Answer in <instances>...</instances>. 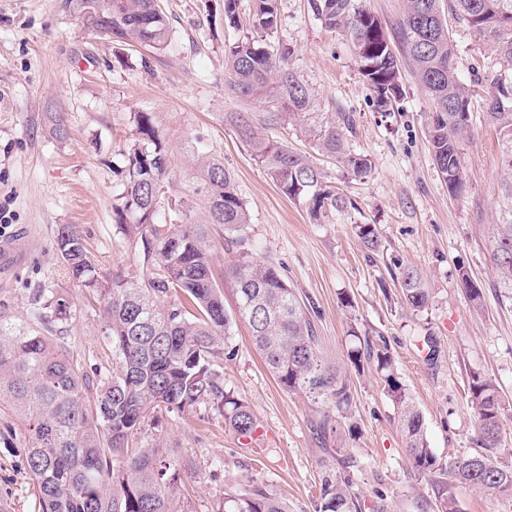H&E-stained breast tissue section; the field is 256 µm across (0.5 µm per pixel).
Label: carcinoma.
Here are the masks:
<instances>
[{
    "instance_id": "obj_1",
    "label": "carcinoma",
    "mask_w": 512,
    "mask_h": 512,
    "mask_svg": "<svg viewBox=\"0 0 512 512\" xmlns=\"http://www.w3.org/2000/svg\"><path fill=\"white\" fill-rule=\"evenodd\" d=\"M326 27L342 32L358 50L362 76L375 93L379 112L402 95L401 64L416 74L432 101L427 136L433 160L454 197L466 190L461 145L469 139L471 86L455 73V45L440 0H404L393 33L360 0H309ZM87 31L125 45L162 51L170 30L161 0H65ZM448 11L465 23L496 56L498 73L488 83L487 119L499 134L498 215L492 229V256L498 285L512 293V0H448ZM279 0H254V37L224 44L229 88L241 97H263L295 119L313 107L309 86L288 67L291 50L267 43L278 29ZM255 158L288 199L303 202L316 223L344 208L345 200L325 182L311 156L257 133L241 112L230 116ZM139 142L127 152L125 187L113 207L116 230L134 243L143 273H102L89 257L76 224H63L56 249L69 278L104 302L105 334L112 344V370L88 373L52 335L57 322L73 315L69 295L43 288L32 321L0 307V415L18 427L0 433L4 443L24 444L23 462L32 484L34 512H178L180 470L164 442L149 432L164 416L200 408L224 419L240 438H254L259 423L251 405L228 387L224 353L231 325L240 320L277 383L303 399L314 413L313 434L320 445L314 512H366L353 492L356 458L350 441L353 382L348 366L375 367L382 390L397 408V424L413 467L440 474L437 512H457L455 490L512 493V463L501 460V418L507 410L497 386L475 373L469 384L477 427L474 453L438 461L426 436L423 415L399 377L385 337L351 325L349 365L322 351L312 314L300 294L272 263L243 254L225 274L236 293V309H224V283L214 270L207 225L188 209L166 201L164 179L170 166L163 140L146 112L134 114ZM318 151L362 177L369 160L349 152L334 123L306 129ZM208 217L244 241L250 215L224 162L200 165ZM364 247L381 240L372 224L358 226ZM459 279L470 302L479 305L482 288L467 272ZM401 300L414 312L426 310L431 292L419 270L399 272ZM141 439L139 446L131 447ZM214 512H291L267 483L248 479L228 488Z\"/></svg>"
}]
</instances>
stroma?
<instances>
[{"label":"stroma","instance_id":"1","mask_svg":"<svg viewBox=\"0 0 512 512\" xmlns=\"http://www.w3.org/2000/svg\"><path fill=\"white\" fill-rule=\"evenodd\" d=\"M64 3L0 0V209L8 216L6 236L25 231L27 253L21 265L0 271V302L26 320L41 289L67 291L75 315L58 325V335L84 370H111L104 307L64 276L55 240L61 225H80L100 271L138 269L134 249L112 222V207L123 190V152L136 137L133 115L147 112L170 155L167 194L193 219L205 221L207 212L198 158L223 160L235 178L251 224L241 245L223 225H211L215 268H228L244 249L255 262L274 263L307 304L331 358L346 360L350 326L382 334L438 459L474 452L472 373L491 380L512 403V295L498 287L492 271L498 132L481 97L472 100L471 136L463 147L467 187L453 197L433 161L427 138L432 106L412 70H402V97L389 111H376L351 44L321 23L309 0H280L275 35L292 50L289 66L315 92L307 121L270 120L264 101L240 98L226 87L224 43L252 36V0H239L234 27L224 21V0H163L170 46H129L120 56L112 43L89 34ZM448 27L459 79H493L498 67L490 48L465 24L452 19ZM229 112L247 113L256 128L309 154L315 153L308 124L348 123L345 147L367 157L371 170L357 178L315 155L346 206L313 223L225 122ZM56 115L66 127L62 139L50 133ZM361 224L376 225L379 251L364 248L356 235ZM405 265L417 266L427 279L432 299L423 312L401 303L396 276ZM463 270L483 288L480 306L460 286ZM345 297L352 311L342 307ZM231 334L235 353L225 358L224 375L251 404L259 429L244 445L222 418L203 409L163 420L162 434L184 469L179 510L212 512L225 488L253 477L295 512H312L320 455L312 414L277 384L246 324H232ZM428 337L436 343L431 361ZM352 380L359 427L353 443L360 465L356 492L369 504L384 501L387 512H427L435 485L413 469L396 407L372 371ZM21 454V445L0 443V512H33Z\"/></svg>","mask_w":512,"mask_h":512}]
</instances>
